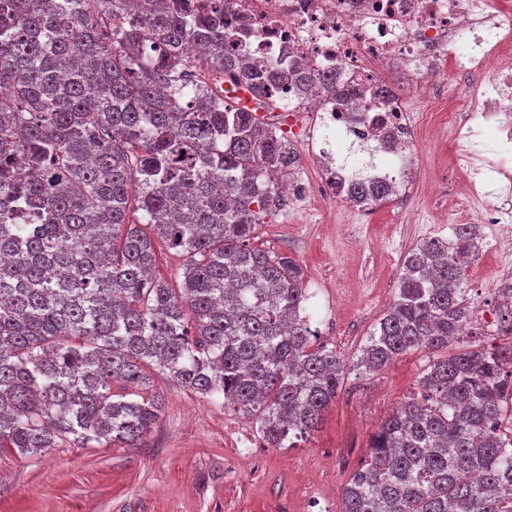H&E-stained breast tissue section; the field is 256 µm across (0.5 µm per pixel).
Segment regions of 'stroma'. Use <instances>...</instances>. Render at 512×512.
<instances>
[{"label":"stroma","mask_w":512,"mask_h":512,"mask_svg":"<svg viewBox=\"0 0 512 512\" xmlns=\"http://www.w3.org/2000/svg\"><path fill=\"white\" fill-rule=\"evenodd\" d=\"M413 108L428 115L420 189L378 203L358 247L346 241L350 219L323 203L273 210L256 231V246L296 260L305 287L323 290L332 322L321 340L350 363L391 306L405 253L429 229L452 234L451 198L430 186L463 144L449 140L431 102ZM502 260L497 248L473 260L463 279L471 303L495 305ZM432 358L417 350L381 372L349 375L317 428L292 448L268 446L253 418L223 399L152 374L163 411L139 447L65 443L26 457L0 450V512H339L344 486L369 458L372 434L416 392Z\"/></svg>","instance_id":"1"}]
</instances>
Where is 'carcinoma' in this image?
<instances>
[{
	"label": "carcinoma",
	"mask_w": 512,
	"mask_h": 512,
	"mask_svg": "<svg viewBox=\"0 0 512 512\" xmlns=\"http://www.w3.org/2000/svg\"><path fill=\"white\" fill-rule=\"evenodd\" d=\"M237 45L224 0H0V448L136 447L163 411L150 370L286 448L352 371L446 349L380 424L340 512H512V345L460 344L478 226L407 252L346 363L301 315L298 263L253 245L280 142L210 78L234 70L265 94L281 73ZM155 236L186 258L177 290L152 276Z\"/></svg>",
	"instance_id": "cac0c4a2"
}]
</instances>
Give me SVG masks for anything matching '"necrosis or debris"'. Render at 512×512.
<instances>
[{"label":"necrosis or debris","mask_w":512,"mask_h":512,"mask_svg":"<svg viewBox=\"0 0 512 512\" xmlns=\"http://www.w3.org/2000/svg\"><path fill=\"white\" fill-rule=\"evenodd\" d=\"M224 12L242 35L240 55L264 69L311 71L309 85L283 82L245 101L256 113L274 103L271 131L310 146L315 178L279 159L262 170L289 205L325 199L369 212L347 194L362 177L405 196L420 179L422 137L409 101L426 98L447 112L450 136L468 139L470 163L440 176L462 183L449 223L474 220L512 239V167L495 165L491 179L481 163L483 128L512 145V0H224ZM455 73L486 76L461 110L447 107Z\"/></svg>","instance_id":"necrosis-or-debris-1"}]
</instances>
